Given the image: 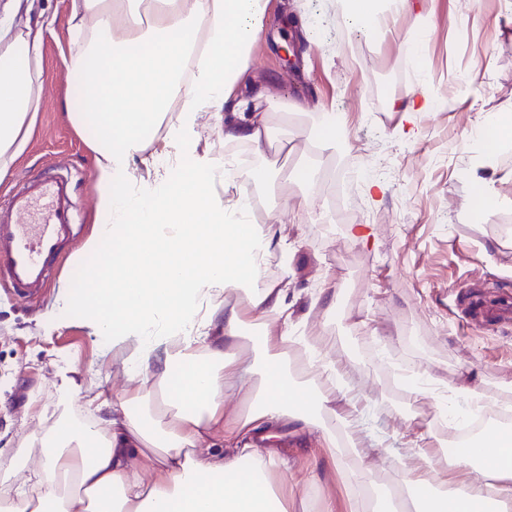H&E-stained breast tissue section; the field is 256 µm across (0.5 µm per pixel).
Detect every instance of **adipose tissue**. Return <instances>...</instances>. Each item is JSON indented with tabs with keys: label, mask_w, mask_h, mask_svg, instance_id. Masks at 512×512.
<instances>
[{
	"label": "adipose tissue",
	"mask_w": 512,
	"mask_h": 512,
	"mask_svg": "<svg viewBox=\"0 0 512 512\" xmlns=\"http://www.w3.org/2000/svg\"><path fill=\"white\" fill-rule=\"evenodd\" d=\"M270 0H164L134 10L128 0H71V46L62 58L78 78L63 102L77 130L93 126V228L71 257L104 262L82 283L65 282L47 330L78 321L104 345L127 349L120 393L99 390L84 409L93 424L55 423L32 435L19 477L0 494V512H288L299 498L292 466L272 448L273 432L299 423L336 435V388L295 383L288 344L310 364L336 361L292 325L284 226L255 224L250 185L263 168L216 156L198 129L264 159L267 113L238 94L266 38ZM415 0H337L349 33L389 30L415 16ZM54 24L44 13L16 29L0 17V182L31 140L42 109L43 46ZM442 101L407 89L391 101L398 133L417 138L419 113ZM317 152L346 140L325 106L292 104ZM182 170L170 175L172 166ZM144 177H137V169ZM282 275L267 276L272 256ZM251 390L249 403L238 402ZM400 483L415 512H485L512 505V436L479 452L484 479L451 491L426 479L434 465L416 441ZM279 482H272V475Z\"/></svg>",
	"instance_id": "1"
}]
</instances>
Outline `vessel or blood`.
I'll return each instance as SVG.
<instances>
[{
  "label": "vessel or blood",
  "instance_id": "vessel-or-blood-1",
  "mask_svg": "<svg viewBox=\"0 0 512 512\" xmlns=\"http://www.w3.org/2000/svg\"><path fill=\"white\" fill-rule=\"evenodd\" d=\"M64 196L57 177L40 174L0 200V283L22 301L39 296L58 269L61 242L73 233Z\"/></svg>",
  "mask_w": 512,
  "mask_h": 512
}]
</instances>
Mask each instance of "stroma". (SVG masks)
Listing matches in <instances>:
<instances>
[{
	"label": "stroma",
	"mask_w": 512,
	"mask_h": 512,
	"mask_svg": "<svg viewBox=\"0 0 512 512\" xmlns=\"http://www.w3.org/2000/svg\"><path fill=\"white\" fill-rule=\"evenodd\" d=\"M473 3L467 13L460 0H421L427 17L420 58L411 64L403 42L416 27L413 20L398 19L381 39L345 37L336 30L329 0H275L269 39L256 50L249 72L266 91L258 109L268 113L276 140L266 152L267 181L253 189V201L263 216L280 217L288 229L293 321L328 347L351 388L354 403H338L336 410L373 450L366 480L375 496L408 462L401 415L409 398L393 385L394 369L413 366L427 381L454 390L459 405L479 396L487 416L512 410V321H469L470 288L512 292V181L495 183L502 204L487 209L471 174L481 152L494 165L512 167V148H488L473 137L484 114L512 100V0ZM42 7L55 22L44 44L41 121L29 151L0 182V198L31 175L68 179L76 235L63 243L60 272L34 306L0 287V484L12 482L32 433L77 417L79 403L91 395L89 380L105 389L121 384L111 354L83 326L72 322L49 333L41 323L60 285L84 276L71 257L90 232L95 204L93 154L61 108L70 0H35L15 22L25 25ZM288 44L295 55L290 70L281 60ZM408 87L446 106L420 113V138L405 141L393 134L400 116L390 111L389 99ZM293 99L326 105L345 118L349 142L337 145L328 162L339 175L368 169L355 190L360 221L372 230L369 242L352 240L347 224L337 222L331 184L310 191L276 177V170L293 168L312 150L296 119L281 117ZM371 178L387 187L376 200L367 190ZM327 270L335 276L336 306L311 309ZM419 403L415 426L427 453L446 464L449 479H478L476 469L449 464L454 428L429 418L436 396L421 393ZM275 446L291 459L306 493L305 504L291 503L289 512H320L327 494L335 497L336 512H374L373 498L355 492V460L332 466L318 431L281 429Z\"/></svg>",
	"instance_id": "35a3bbf8"
}]
</instances>
